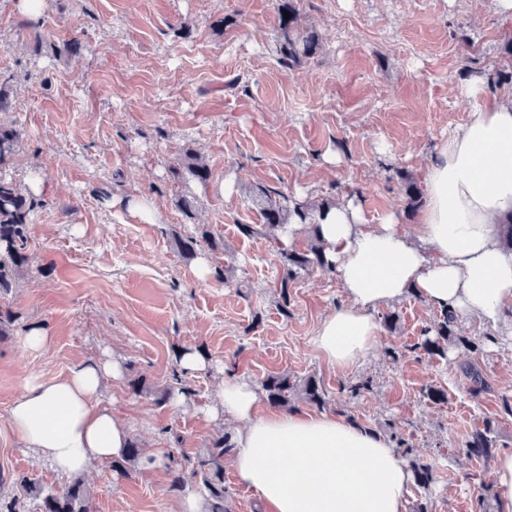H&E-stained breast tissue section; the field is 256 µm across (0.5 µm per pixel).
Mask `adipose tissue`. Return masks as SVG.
I'll return each instance as SVG.
<instances>
[{"mask_svg":"<svg viewBox=\"0 0 512 512\" xmlns=\"http://www.w3.org/2000/svg\"><path fill=\"white\" fill-rule=\"evenodd\" d=\"M423 173L422 233L396 217L366 223L350 200L328 210L317 232L346 301L314 342L332 365L347 366L378 343L375 310L413 292L432 306L495 324L512 309V250L501 243L512 221V94L483 104L434 148ZM120 374L114 360H82L64 378L30 377L9 426L61 474L123 455L126 426L102 397ZM258 395L224 377L216 414L235 426L233 465L268 512H405L412 473L384 435L332 412L261 414Z\"/></svg>","mask_w":512,"mask_h":512,"instance_id":"obj_1","label":"adipose tissue"}]
</instances>
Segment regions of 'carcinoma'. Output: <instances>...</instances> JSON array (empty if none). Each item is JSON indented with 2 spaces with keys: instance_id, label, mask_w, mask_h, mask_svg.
<instances>
[{
  "instance_id": "cac0c4a2",
  "label": "carcinoma",
  "mask_w": 512,
  "mask_h": 512,
  "mask_svg": "<svg viewBox=\"0 0 512 512\" xmlns=\"http://www.w3.org/2000/svg\"><path fill=\"white\" fill-rule=\"evenodd\" d=\"M277 41L281 54L280 62L288 69L313 57L318 48L315 35L302 36L293 26V20L281 19ZM18 132L11 126L0 123V166L5 165L15 152ZM172 173L183 178L190 175L200 183H207L211 178L207 165L192 151H187L175 160L171 167ZM257 205L260 206L262 223L241 224L239 230L245 236L265 233L278 241L275 231L284 230L289 224H304L317 227L325 210L335 206L333 202H322L308 205L304 202L290 200L281 195L273 197L271 190L257 186L253 190ZM36 198L31 190L23 189L17 183L0 174V295L8 294L16 280V275L28 262L27 225L30 223L31 212ZM282 259L283 277L281 279V297L283 306H288V281L298 271L310 268H325V246L318 234L311 235V244L305 251L279 249ZM458 315L451 310L440 312L438 320L431 327L432 335L425 337L416 344V348L430 356H444L448 350V342L456 339L460 344L466 340L456 333ZM296 384L288 376H271L264 382V390L268 399L281 407H289ZM466 455L487 460L494 455L496 439L493 437L492 426L477 429L471 433L465 443ZM234 449L231 437L222 435L214 440L206 455L197 462L204 475V483L208 491L206 498L207 512H224V454ZM403 454L409 457V469L414 481L422 486L432 480V466L412 458V448L406 447ZM40 512H90L88 489L84 480L76 477L62 490L41 497Z\"/></svg>"
}]
</instances>
